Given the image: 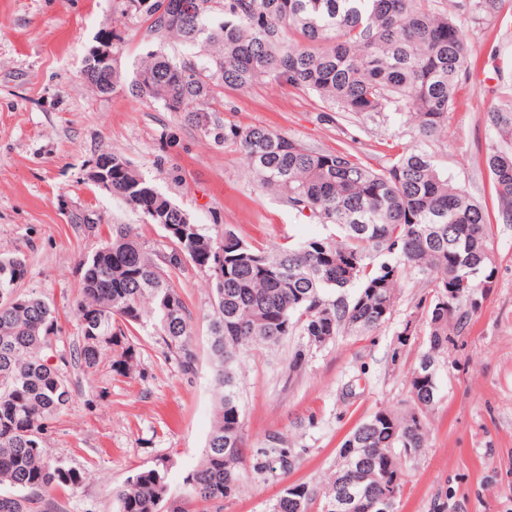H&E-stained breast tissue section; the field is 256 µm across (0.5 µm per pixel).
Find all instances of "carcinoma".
Instances as JSON below:
<instances>
[{
    "instance_id": "carcinoma-1",
    "label": "carcinoma",
    "mask_w": 512,
    "mask_h": 512,
    "mask_svg": "<svg viewBox=\"0 0 512 512\" xmlns=\"http://www.w3.org/2000/svg\"><path fill=\"white\" fill-rule=\"evenodd\" d=\"M144 15L147 35L159 43L146 53L130 83L131 94L159 101L170 112L208 117L217 90L245 88L269 78L312 91L341 112L390 114L417 131L379 169L346 150H311L264 126L231 127L258 186L273 191L298 214L335 226L334 236L265 250L229 226L211 237L160 193L122 154L112 157V195L129 202L146 222L166 227L174 245L160 255L140 241L131 224L112 225V237L82 260L73 303L83 343L81 364L94 368L102 347L116 352L112 367L125 373L136 361L137 326L160 336L181 372L193 376L197 356L191 317L166 266L178 257L209 271L215 309L210 353L218 391L214 423L196 466L171 492L166 466L140 468L112 490L116 512H196L221 505L241 491L242 465L281 480L295 467L288 440L268 437L252 450L238 386L239 356L257 344L272 347L294 331L306 351L345 332L384 324L408 274L432 285L417 304L428 324L427 350L412 372L406 407L382 408L357 425L353 462L339 454L324 482L287 483L271 512H327L336 492H351L343 512H377L395 472L398 448L415 454L428 439L435 404L437 357L466 334L483 283L496 284L494 241L482 205L441 170L424 142L440 135L456 103L461 78L475 75L465 27L485 23L501 0H127ZM177 39L204 53L167 55L161 43ZM91 83L122 82L94 51L83 61ZM494 141L484 156L497 208L512 223V100L486 112ZM378 255L386 260L374 262ZM24 259H0V512H53L52 494L81 482V474L46 448V435L72 394L48 363L58 331L55 310L40 297L19 294ZM357 287L350 296L347 290ZM459 292L448 309V289Z\"/></svg>"
}]
</instances>
